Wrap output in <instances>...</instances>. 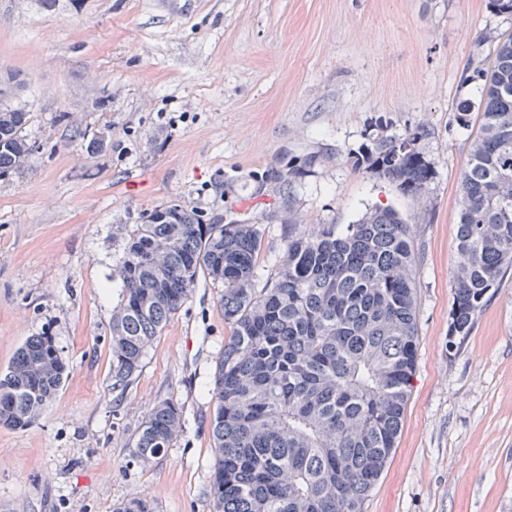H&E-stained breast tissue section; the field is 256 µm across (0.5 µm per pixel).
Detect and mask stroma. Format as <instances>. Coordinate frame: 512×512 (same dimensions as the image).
Returning a JSON list of instances; mask_svg holds the SVG:
<instances>
[{"instance_id": "obj_1", "label": "stroma", "mask_w": 512, "mask_h": 512, "mask_svg": "<svg viewBox=\"0 0 512 512\" xmlns=\"http://www.w3.org/2000/svg\"><path fill=\"white\" fill-rule=\"evenodd\" d=\"M488 0H0V79L25 106L35 151L0 177V371L27 337L68 366L29 427L0 425V512H215L208 383L230 329L222 286L199 281L124 389L112 387V274L134 225L186 204L263 233L262 279L283 217L351 224L392 206L420 253L415 374L397 447L366 512H512V275L458 355L448 314L455 216L474 132L453 103L474 42L512 21ZM423 126L426 201L355 168L375 121ZM107 136L89 151L88 137ZM182 429L134 456L150 409Z\"/></svg>"}]
</instances>
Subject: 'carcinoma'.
<instances>
[{
  "mask_svg": "<svg viewBox=\"0 0 512 512\" xmlns=\"http://www.w3.org/2000/svg\"><path fill=\"white\" fill-rule=\"evenodd\" d=\"M493 51L468 64L458 124L478 125L459 183V264L448 355L459 353L478 313L512 272V33L483 34ZM29 112L0 100V176L29 162ZM375 124L354 165L423 200L433 167L424 131ZM405 151H400V148ZM288 224L283 259L256 285L262 235L255 224H207L187 205L151 211L131 231L112 280V389L124 388L202 276L224 285L231 334L208 393L215 512H364L395 447L418 347L419 252L400 213L366 211L354 224ZM67 367L47 333L28 339L0 374V425H32L56 396ZM178 403L163 399L143 422L136 456L149 461L181 429ZM114 512H156L130 498Z\"/></svg>",
  "mask_w": 512,
  "mask_h": 512,
  "instance_id": "obj_1",
  "label": "carcinoma"
}]
</instances>
